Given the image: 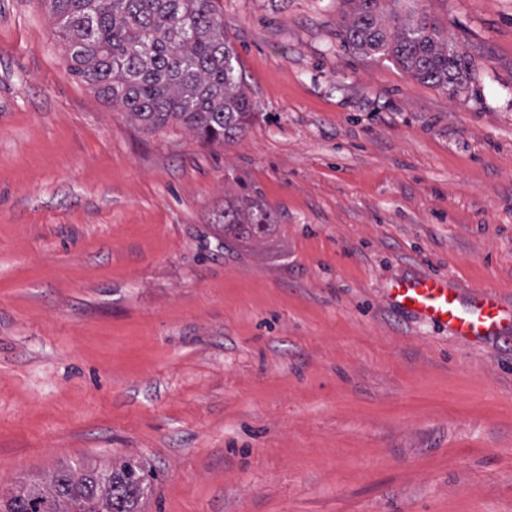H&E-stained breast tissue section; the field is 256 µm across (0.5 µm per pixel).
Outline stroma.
<instances>
[{
  "mask_svg": "<svg viewBox=\"0 0 512 512\" xmlns=\"http://www.w3.org/2000/svg\"><path fill=\"white\" fill-rule=\"evenodd\" d=\"M452 96L341 48L343 0H219L255 116L147 131L0 0V495L133 458L142 512H512V334L394 309L408 274L512 305V0H426ZM248 200L277 227L224 248Z\"/></svg>",
  "mask_w": 512,
  "mask_h": 512,
  "instance_id": "1",
  "label": "stroma"
}]
</instances>
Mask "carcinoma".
Segmentation results:
<instances>
[{
    "mask_svg": "<svg viewBox=\"0 0 512 512\" xmlns=\"http://www.w3.org/2000/svg\"><path fill=\"white\" fill-rule=\"evenodd\" d=\"M68 43L69 70L150 131L184 125L206 143L233 140L253 110L215 0H49ZM341 46L393 58L410 78L453 96L473 83L472 62L425 10L400 14L385 0H347ZM224 248L269 237L276 225L249 202L224 204ZM154 474L135 459L109 469L65 465L46 483L22 482L0 512H140Z\"/></svg>",
    "mask_w": 512,
    "mask_h": 512,
    "instance_id": "carcinoma-1",
    "label": "carcinoma"
}]
</instances>
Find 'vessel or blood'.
<instances>
[{
  "mask_svg": "<svg viewBox=\"0 0 512 512\" xmlns=\"http://www.w3.org/2000/svg\"><path fill=\"white\" fill-rule=\"evenodd\" d=\"M391 305L465 339L497 335L504 326L512 327L496 292L482 287L461 291L447 278L434 274H415L401 278L388 290Z\"/></svg>",
  "mask_w": 512,
  "mask_h": 512,
  "instance_id": "vessel-or-blood-1",
  "label": "vessel or blood"
}]
</instances>
